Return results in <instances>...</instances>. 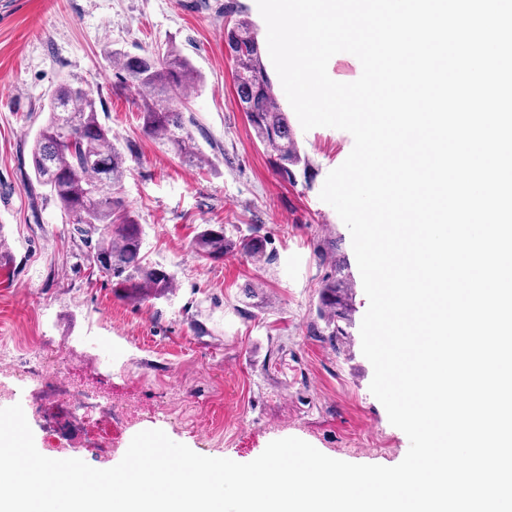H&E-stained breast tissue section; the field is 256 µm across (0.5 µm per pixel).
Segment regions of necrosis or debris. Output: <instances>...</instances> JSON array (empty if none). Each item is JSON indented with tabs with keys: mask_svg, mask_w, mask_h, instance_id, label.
<instances>
[{
	"mask_svg": "<svg viewBox=\"0 0 512 512\" xmlns=\"http://www.w3.org/2000/svg\"><path fill=\"white\" fill-rule=\"evenodd\" d=\"M1 370L31 379L57 403L59 411L47 438L52 450L79 425L84 428L86 448L98 450L111 439L113 425L136 412L130 402L112 398L87 383L80 366L48 346L23 350L13 337L0 336Z\"/></svg>",
	"mask_w": 512,
	"mask_h": 512,
	"instance_id": "1",
	"label": "necrosis or debris"
}]
</instances>
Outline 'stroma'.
Listing matches in <instances>:
<instances>
[{
	"label": "stroma",
	"instance_id": "1",
	"mask_svg": "<svg viewBox=\"0 0 512 512\" xmlns=\"http://www.w3.org/2000/svg\"><path fill=\"white\" fill-rule=\"evenodd\" d=\"M223 11L224 0H0V245L14 257L0 269V335L52 346L143 402L109 450L82 453L97 469L117 465L135 433L149 429L239 463L288 435L334 459L397 465L409 440L370 391L359 329L368 299L351 235L320 198L353 138L303 130L290 116L309 173L282 180L239 109ZM169 42L204 77L192 104L197 142L211 159L202 171L144 135L119 91L113 50ZM69 76L101 100L115 137L137 145L123 193L144 227L148 260L174 276L167 298L133 305L92 275L71 225L29 177L33 135L52 89ZM205 224L233 238L258 227L264 259L235 249L220 261L198 256L192 244ZM338 265L353 282L354 325L334 346L316 333V304L323 276Z\"/></svg>",
	"mask_w": 512,
	"mask_h": 512
}]
</instances>
